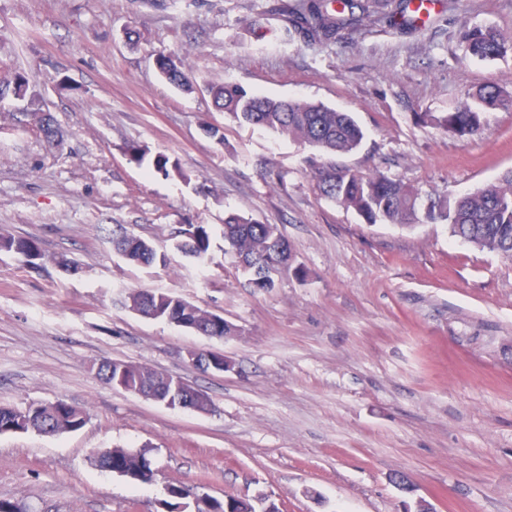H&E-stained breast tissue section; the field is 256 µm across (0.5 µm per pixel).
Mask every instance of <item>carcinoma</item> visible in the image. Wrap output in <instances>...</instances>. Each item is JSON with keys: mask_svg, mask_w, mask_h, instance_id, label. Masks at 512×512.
Wrapping results in <instances>:
<instances>
[{"mask_svg": "<svg viewBox=\"0 0 512 512\" xmlns=\"http://www.w3.org/2000/svg\"><path fill=\"white\" fill-rule=\"evenodd\" d=\"M278 13L284 30L308 41L329 42L341 32L370 17L362 0H281ZM512 47L492 28H473L463 36L464 56L480 60L500 57ZM159 70L174 87L194 89L191 69L176 55L159 56ZM209 93L222 112L241 124L263 127L289 136L325 153H348L361 144L364 133L347 112L303 99H274L247 91L233 83L209 86ZM511 108L512 96L496 85L486 84L467 94L459 105L434 119L435 126L461 138L476 136L483 127L484 114L492 109ZM321 194L346 208L357 211L369 224H400L412 227L422 221L446 224L453 236L471 239L480 248L512 258V174L502 182L459 197L453 205L439 195L422 197L397 178L385 174L363 175L351 170L320 168L316 172ZM224 242L235 254L239 265L258 269L250 284L260 290L275 287L274 275L288 266V240L274 224H260L236 213L224 217ZM114 249L134 264L151 265L158 259L155 247L142 238L126 234L112 235ZM174 247L202 261L210 249V231L206 224H183L175 235ZM0 252L14 255L26 266L37 267L45 258L33 238L0 236ZM125 304L141 316L169 318L183 325L197 324L202 335L222 338L237 333L220 316L204 312L184 298L170 292L129 289ZM98 376L107 384L119 381L129 388L143 387L150 392L167 388L170 380L146 365L129 361L112 367V360H101ZM89 418L86 409L65 400L33 402L23 409L0 406V434L28 432L59 435L82 429ZM103 471L116 472L129 480L145 476L151 470L146 454L114 448L96 461Z\"/></svg>", "mask_w": 512, "mask_h": 512, "instance_id": "cac0c4a2", "label": "carcinoma"}]
</instances>
